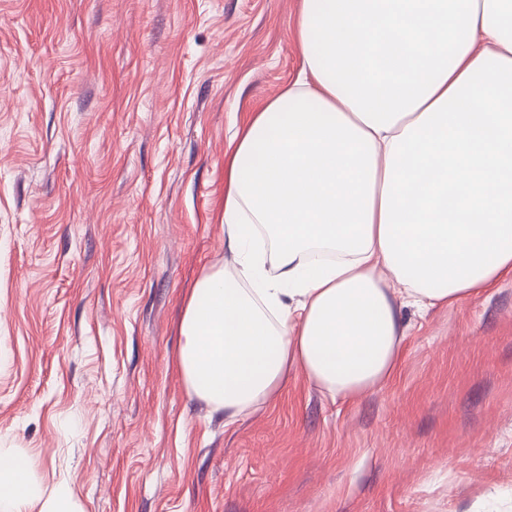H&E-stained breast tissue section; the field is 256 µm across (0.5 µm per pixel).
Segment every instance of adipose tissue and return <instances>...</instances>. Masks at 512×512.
<instances>
[{"instance_id": "obj_1", "label": "adipose tissue", "mask_w": 512, "mask_h": 512, "mask_svg": "<svg viewBox=\"0 0 512 512\" xmlns=\"http://www.w3.org/2000/svg\"><path fill=\"white\" fill-rule=\"evenodd\" d=\"M297 80L224 167L225 264L180 321L187 393L231 424L291 370L349 399L391 381L407 327L512 277V0H300ZM41 489L0 460V506Z\"/></svg>"}]
</instances>
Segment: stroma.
<instances>
[{
	"instance_id": "obj_1",
	"label": "stroma",
	"mask_w": 512,
	"mask_h": 512,
	"mask_svg": "<svg viewBox=\"0 0 512 512\" xmlns=\"http://www.w3.org/2000/svg\"><path fill=\"white\" fill-rule=\"evenodd\" d=\"M299 0H0V457L76 512H512V280L404 309L390 382L225 424L175 368L224 155Z\"/></svg>"
}]
</instances>
